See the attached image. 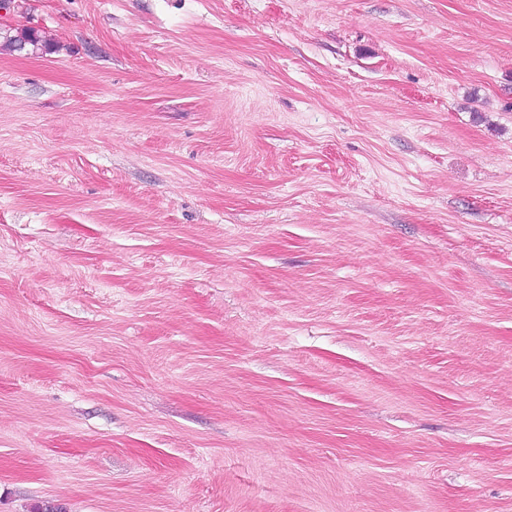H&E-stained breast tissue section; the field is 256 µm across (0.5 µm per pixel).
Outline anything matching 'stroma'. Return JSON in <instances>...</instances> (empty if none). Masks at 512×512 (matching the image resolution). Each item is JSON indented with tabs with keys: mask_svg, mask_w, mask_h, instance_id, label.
<instances>
[{
	"mask_svg": "<svg viewBox=\"0 0 512 512\" xmlns=\"http://www.w3.org/2000/svg\"><path fill=\"white\" fill-rule=\"evenodd\" d=\"M0 512H512V0H12Z\"/></svg>",
	"mask_w": 512,
	"mask_h": 512,
	"instance_id": "obj_1",
	"label": "stroma"
}]
</instances>
